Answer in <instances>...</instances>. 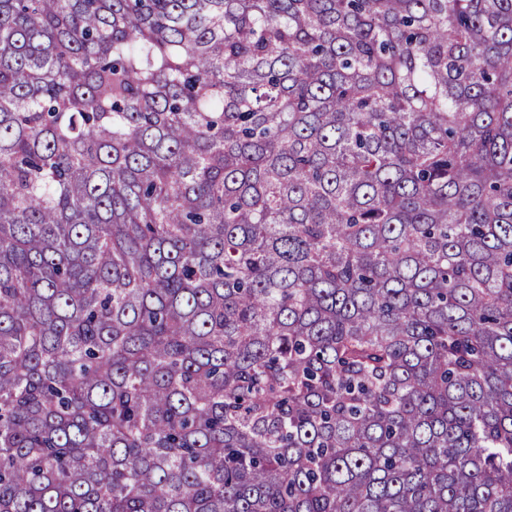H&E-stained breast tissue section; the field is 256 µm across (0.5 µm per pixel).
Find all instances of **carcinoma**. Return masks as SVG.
<instances>
[{"mask_svg": "<svg viewBox=\"0 0 512 512\" xmlns=\"http://www.w3.org/2000/svg\"><path fill=\"white\" fill-rule=\"evenodd\" d=\"M0 512H512V0H0Z\"/></svg>", "mask_w": 512, "mask_h": 512, "instance_id": "cac0c4a2", "label": "carcinoma"}]
</instances>
